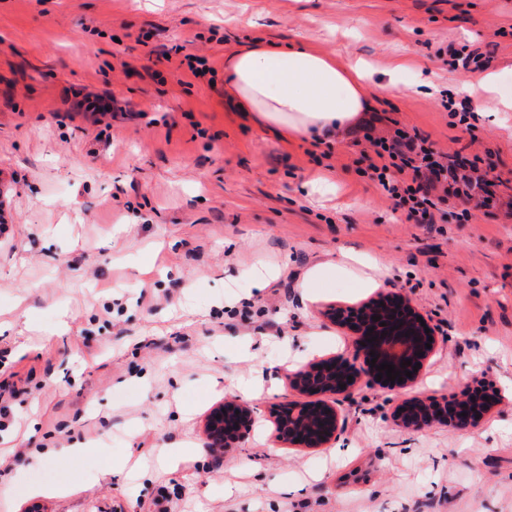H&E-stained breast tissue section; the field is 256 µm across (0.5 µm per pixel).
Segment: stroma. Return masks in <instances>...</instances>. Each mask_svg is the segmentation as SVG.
I'll return each instance as SVG.
<instances>
[{
	"label": "stroma",
	"instance_id": "obj_1",
	"mask_svg": "<svg viewBox=\"0 0 512 512\" xmlns=\"http://www.w3.org/2000/svg\"><path fill=\"white\" fill-rule=\"evenodd\" d=\"M286 38L377 80L419 59L438 93H370L378 130L478 157L501 207L410 224L353 138L260 129L224 61ZM174 44L209 73L164 58ZM463 44L512 98V0H0V512H512V112L453 126L440 94L471 72L436 52ZM318 171L337 192L308 194ZM359 276L406 296L438 350L412 386L340 399L332 447H287L272 410L303 400L293 373L363 363L331 319L374 298ZM482 378L503 400L476 427L393 420ZM227 401L254 417L229 454L204 433Z\"/></svg>",
	"mask_w": 512,
	"mask_h": 512
}]
</instances>
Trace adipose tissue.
I'll return each mask as SVG.
<instances>
[{
    "label": "adipose tissue",
    "instance_id": "ef3b65f1",
    "mask_svg": "<svg viewBox=\"0 0 512 512\" xmlns=\"http://www.w3.org/2000/svg\"><path fill=\"white\" fill-rule=\"evenodd\" d=\"M224 74L238 106L280 134L327 138L357 126L369 107L372 72L362 61L343 65L299 42L241 46Z\"/></svg>",
    "mask_w": 512,
    "mask_h": 512
}]
</instances>
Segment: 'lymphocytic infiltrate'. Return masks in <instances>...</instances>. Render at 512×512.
<instances>
[{
    "instance_id": "lymphocytic-infiltrate-1",
    "label": "lymphocytic infiltrate",
    "mask_w": 512,
    "mask_h": 512,
    "mask_svg": "<svg viewBox=\"0 0 512 512\" xmlns=\"http://www.w3.org/2000/svg\"><path fill=\"white\" fill-rule=\"evenodd\" d=\"M364 130L370 148L365 173L408 222L432 223L434 210L452 198L461 205L456 214L461 224L472 218L470 203L490 207L494 182L476 162L436 151L425 138L404 128L389 136L376 134L371 124Z\"/></svg>"
}]
</instances>
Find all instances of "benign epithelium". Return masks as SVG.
Wrapping results in <instances>:
<instances>
[{"instance_id": "1", "label": "benign epithelium", "mask_w": 512, "mask_h": 512, "mask_svg": "<svg viewBox=\"0 0 512 512\" xmlns=\"http://www.w3.org/2000/svg\"><path fill=\"white\" fill-rule=\"evenodd\" d=\"M374 316L378 320H372ZM419 316L421 313L409 300L395 291H381L367 304L338 312L336 322L355 335L357 349L364 355V367H355L345 356L313 361L294 373L296 384L306 392L328 396L345 393L360 382H380L391 387L409 385L418 375L414 365H425L436 350V342L429 341L436 337V329L428 322L417 321ZM372 337L376 341L368 342ZM407 360L411 364L401 366ZM383 362L394 365L402 381L388 380L386 371L377 369ZM407 371L411 376L405 375ZM484 414L482 401L451 394L404 401L395 408L393 418L408 431H418L433 423L468 429L476 426ZM251 423L252 411L248 407L226 402L207 417L205 433L211 447L227 452L245 439ZM277 428L291 446L321 448L336 440L341 428L340 414L328 401L293 404L281 411Z\"/></svg>"}]
</instances>
